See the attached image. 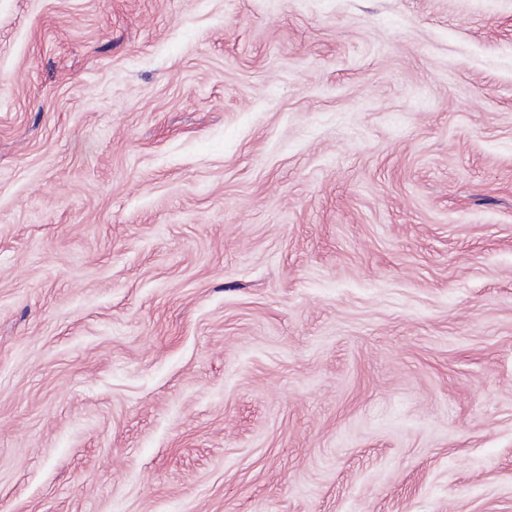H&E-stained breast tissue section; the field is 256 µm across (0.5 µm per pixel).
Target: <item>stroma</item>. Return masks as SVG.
Masks as SVG:
<instances>
[{
  "instance_id": "35a3bbf8",
  "label": "stroma",
  "mask_w": 512,
  "mask_h": 512,
  "mask_svg": "<svg viewBox=\"0 0 512 512\" xmlns=\"http://www.w3.org/2000/svg\"><path fill=\"white\" fill-rule=\"evenodd\" d=\"M0 512H512V0H0Z\"/></svg>"
}]
</instances>
